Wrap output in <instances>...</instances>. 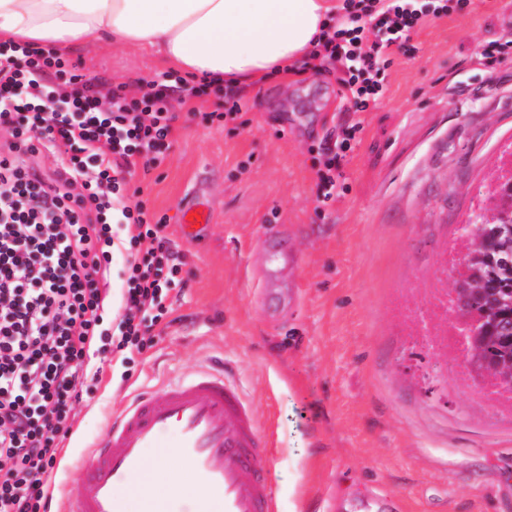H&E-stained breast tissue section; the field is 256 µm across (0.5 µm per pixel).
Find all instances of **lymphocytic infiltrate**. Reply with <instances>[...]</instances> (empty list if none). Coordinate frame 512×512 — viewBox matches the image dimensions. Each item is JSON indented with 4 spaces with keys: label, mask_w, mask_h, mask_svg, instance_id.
I'll list each match as a JSON object with an SVG mask.
<instances>
[{
    "label": "lymphocytic infiltrate",
    "mask_w": 512,
    "mask_h": 512,
    "mask_svg": "<svg viewBox=\"0 0 512 512\" xmlns=\"http://www.w3.org/2000/svg\"><path fill=\"white\" fill-rule=\"evenodd\" d=\"M310 54L338 74L351 111L383 96L392 47L425 22L411 0H343ZM177 73L125 86L56 51L0 40V512H46L72 405L87 393L90 350L140 353L185 284L174 251L132 180L166 158L180 112L204 95ZM55 153L44 172L26 155ZM127 253L120 306L107 315L113 251Z\"/></svg>",
    "instance_id": "obj_1"
}]
</instances>
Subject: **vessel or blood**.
I'll return each mask as SVG.
<instances>
[{"mask_svg": "<svg viewBox=\"0 0 512 512\" xmlns=\"http://www.w3.org/2000/svg\"><path fill=\"white\" fill-rule=\"evenodd\" d=\"M168 448L178 476L148 473L145 451ZM91 464L59 512H279L269 464L271 436L223 363L194 378L138 394L89 452Z\"/></svg>", "mask_w": 512, "mask_h": 512, "instance_id": "1", "label": "vessel or blood"}]
</instances>
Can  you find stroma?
I'll return each mask as SVG.
<instances>
[{
    "label": "stroma",
    "instance_id": "1",
    "mask_svg": "<svg viewBox=\"0 0 512 512\" xmlns=\"http://www.w3.org/2000/svg\"><path fill=\"white\" fill-rule=\"evenodd\" d=\"M395 52L386 91L348 111L332 73L289 74L244 93L235 120L192 100L166 159L135 185L187 255L152 348L127 365L91 355L90 393L74 405L56 494L77 483L113 416L223 358L276 443L282 512H512V394L463 363L453 269L469 213L487 206L512 150V59L483 65L512 39V0H473L432 16ZM73 61L137 90L163 71L140 52L99 46ZM342 152L331 199L322 141ZM214 221L188 237L186 202ZM280 231L266 251V228ZM447 361L442 386L422 378Z\"/></svg>",
    "mask_w": 512,
    "mask_h": 512
}]
</instances>
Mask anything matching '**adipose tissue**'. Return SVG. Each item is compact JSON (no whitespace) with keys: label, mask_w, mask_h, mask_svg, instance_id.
Here are the masks:
<instances>
[{"label":"adipose tissue","mask_w":512,"mask_h":512,"mask_svg":"<svg viewBox=\"0 0 512 512\" xmlns=\"http://www.w3.org/2000/svg\"><path fill=\"white\" fill-rule=\"evenodd\" d=\"M335 14V0H0V40L109 43L252 92L300 66Z\"/></svg>","instance_id":"adipose-tissue-1"}]
</instances>
